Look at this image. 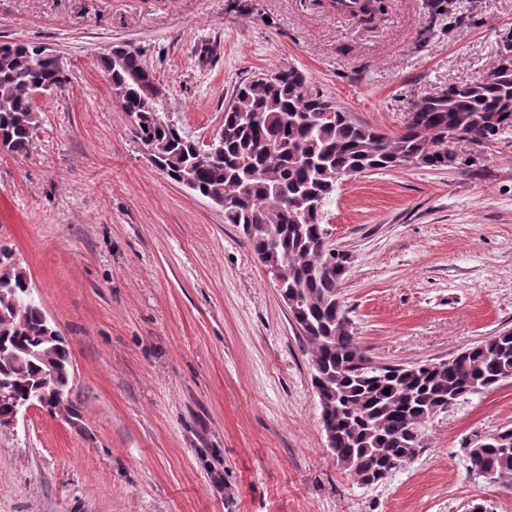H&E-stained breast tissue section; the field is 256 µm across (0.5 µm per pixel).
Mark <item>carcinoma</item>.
<instances>
[{
  "label": "carcinoma",
  "instance_id": "obj_1",
  "mask_svg": "<svg viewBox=\"0 0 512 512\" xmlns=\"http://www.w3.org/2000/svg\"><path fill=\"white\" fill-rule=\"evenodd\" d=\"M500 58L504 64L492 76L411 103L394 135L352 121L312 92L294 67L256 75L237 87L224 110L216 156L170 119L163 101L146 102L143 87L156 76L137 49L102 60L114 97L135 115V137L154 152L155 167L201 197L224 198V223L263 227L247 239L263 265L280 270L282 292L300 301L293 316L311 344L322 427L335 435L328 448L360 485L408 463L419 447L414 427H426L441 406L450 409L512 380V328L458 352L450 367L359 369L365 352L347 309L336 305L349 256L318 255L327 235L326 206L345 172L453 168L459 161L452 142L492 141L511 128L512 47ZM65 84V71L44 58L41 47L0 42V150L28 152L41 123L34 94ZM70 365L67 344L36 301L27 272L1 247L0 377L10 379L21 400L39 389L57 413L64 402L54 393L68 389ZM468 462L486 478L512 481V428L481 437Z\"/></svg>",
  "mask_w": 512,
  "mask_h": 512
}]
</instances>
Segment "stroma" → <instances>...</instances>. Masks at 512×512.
Instances as JSON below:
<instances>
[{"label":"stroma","instance_id":"1","mask_svg":"<svg viewBox=\"0 0 512 512\" xmlns=\"http://www.w3.org/2000/svg\"><path fill=\"white\" fill-rule=\"evenodd\" d=\"M0 0V41L59 55L27 154L0 152V245L71 352L75 420L0 428V512H512L473 472L512 428V382L431 420L426 449L362 486L327 447L310 345L224 210L169 180L134 137L100 58L126 42L193 138L244 79L288 65L351 118L398 133L411 102L478 79L512 38V0ZM463 167L341 179L327 230L374 361L433 363L512 328V128L454 145Z\"/></svg>","mask_w":512,"mask_h":512}]
</instances>
